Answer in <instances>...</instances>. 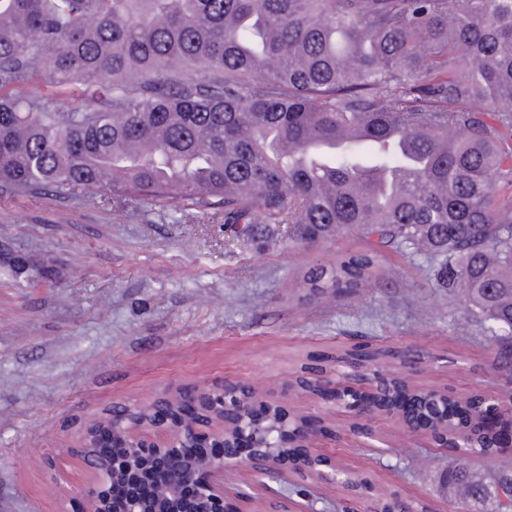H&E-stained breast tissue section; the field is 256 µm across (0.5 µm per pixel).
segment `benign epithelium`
<instances>
[{"mask_svg": "<svg viewBox=\"0 0 512 512\" xmlns=\"http://www.w3.org/2000/svg\"><path fill=\"white\" fill-rule=\"evenodd\" d=\"M402 377L388 366L367 372L349 364L336 368V375L307 374L308 384L290 383L295 390L322 396L326 408L352 418L375 414L393 405L406 433L425 431L432 442H440L448 428V413L429 411L433 401L448 402V393L437 389L398 387L399 399L388 400L390 380ZM244 385L226 381L192 390H161L146 403L112 405V413L134 416L145 410V423L112 424V442L129 452L101 454L97 444L108 424L103 413L82 434L79 451L89 472L86 484L58 487L59 495L75 506L73 512H111L109 484L122 485L120 512H249L248 496L230 499L224 476L244 469L253 477H273L278 482L303 477L316 483L339 484L364 499L365 486L359 476H343L333 457L315 452L321 432L318 420L298 416L285 409L273 395L250 402L241 396ZM209 445L221 449L212 456L191 455L187 448ZM195 488V497L183 498V489ZM408 500L385 494L375 512H421L406 506Z\"/></svg>", "mask_w": 512, "mask_h": 512, "instance_id": "1", "label": "benign epithelium"}]
</instances>
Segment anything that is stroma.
I'll use <instances>...</instances> for the list:
<instances>
[{
	"label": "stroma",
	"mask_w": 512,
	"mask_h": 512,
	"mask_svg": "<svg viewBox=\"0 0 512 512\" xmlns=\"http://www.w3.org/2000/svg\"><path fill=\"white\" fill-rule=\"evenodd\" d=\"M265 243L224 232L220 210L142 207L0 186V512H62L56 484L87 474L68 449L113 403L149 401L168 386L242 379L302 412L317 400L286 381L309 356L355 345L420 349L418 386L512 398L481 327L429 278L430 259L390 253L371 284L311 296L300 280L364 244L340 236L289 245L278 224ZM29 268L14 273L15 258ZM378 449L326 441L325 454L370 475L377 490L454 512L438 491L454 457L376 420ZM288 512H338L341 488L285 491Z\"/></svg>",
	"instance_id": "stroma-1"
}]
</instances>
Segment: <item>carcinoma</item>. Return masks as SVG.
<instances>
[{
	"label": "carcinoma",
	"mask_w": 512,
	"mask_h": 512,
	"mask_svg": "<svg viewBox=\"0 0 512 512\" xmlns=\"http://www.w3.org/2000/svg\"><path fill=\"white\" fill-rule=\"evenodd\" d=\"M39 72L100 107L47 108ZM0 186L220 206L242 240L361 236L312 293L423 254L512 375V0H0ZM443 484L512 512V467Z\"/></svg>",
	"instance_id": "obj_1"
}]
</instances>
